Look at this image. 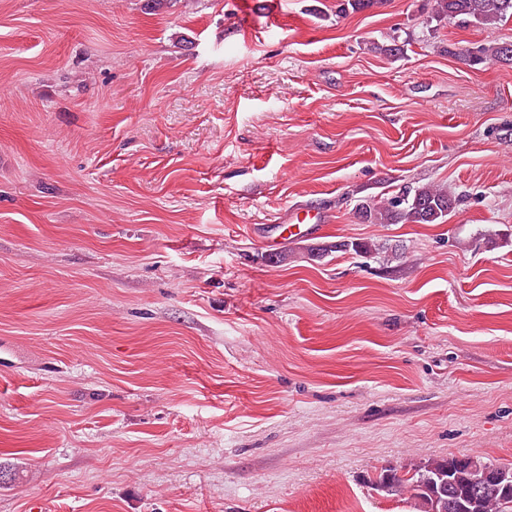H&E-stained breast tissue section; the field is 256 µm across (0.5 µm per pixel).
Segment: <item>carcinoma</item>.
Listing matches in <instances>:
<instances>
[{
	"mask_svg": "<svg viewBox=\"0 0 512 512\" xmlns=\"http://www.w3.org/2000/svg\"><path fill=\"white\" fill-rule=\"evenodd\" d=\"M434 11L450 20L460 18L487 29L512 21V0H434ZM453 55L468 65L486 61L512 62V48L492 40L476 48L461 46ZM455 199L438 185L422 186L388 201H360L355 213L364 224H440ZM376 489L398 495L411 491L417 512H512V466L479 458L446 457L427 461L404 479L391 469L380 473ZM456 503L448 510V496Z\"/></svg>",
	"mask_w": 512,
	"mask_h": 512,
	"instance_id": "cac0c4a2",
	"label": "carcinoma"
}]
</instances>
